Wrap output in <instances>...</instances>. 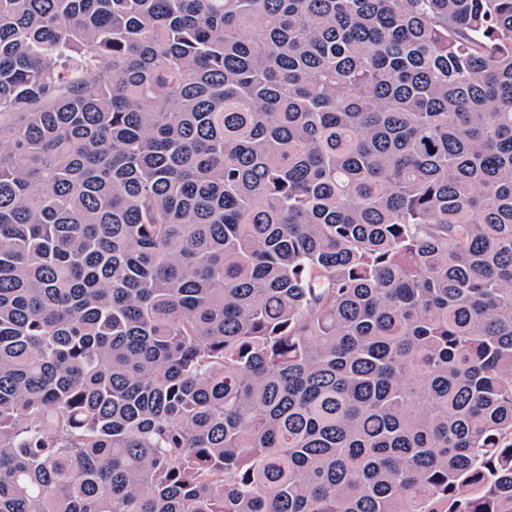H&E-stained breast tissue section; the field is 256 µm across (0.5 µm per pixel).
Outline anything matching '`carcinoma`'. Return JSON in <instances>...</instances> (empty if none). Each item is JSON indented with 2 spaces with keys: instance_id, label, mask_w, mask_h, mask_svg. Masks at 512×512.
I'll return each instance as SVG.
<instances>
[{
  "instance_id": "carcinoma-1",
  "label": "carcinoma",
  "mask_w": 512,
  "mask_h": 512,
  "mask_svg": "<svg viewBox=\"0 0 512 512\" xmlns=\"http://www.w3.org/2000/svg\"><path fill=\"white\" fill-rule=\"evenodd\" d=\"M0 512H512V0H0Z\"/></svg>"
}]
</instances>
